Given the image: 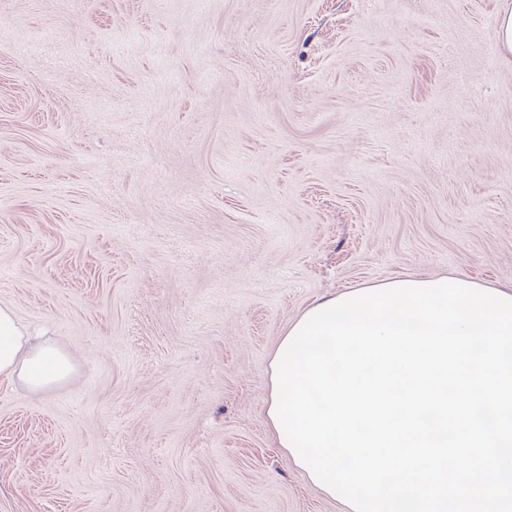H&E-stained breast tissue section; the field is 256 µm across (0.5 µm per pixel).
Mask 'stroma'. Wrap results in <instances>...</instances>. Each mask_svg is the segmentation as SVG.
<instances>
[{"mask_svg":"<svg viewBox=\"0 0 512 512\" xmlns=\"http://www.w3.org/2000/svg\"><path fill=\"white\" fill-rule=\"evenodd\" d=\"M502 0H0V512H345L274 442L315 300L512 281ZM442 277H445V275H442V276H429V277H424V276H420V275H403V276H400V277H397V278H394V279H391V280H388V281H385V282H382V283H379V284L365 285V286H362V287H359V288L350 289V290H347V291H344V292H342V293L338 294L337 296H336V295H334V296H331V297H328V298H325V299H321V300H319V301L314 302V303H313L309 308H307V309L305 310V312H303V313H302V315H301V316H300V317H299L295 322H293V323L288 327V329L286 330L285 334L281 337V339H280V341H279V343H278V345H277V347H276V349H275V351H274V353H273V355H272V357H271V360H270V362H269V382H270V393H269V399H268V403H267V410H266V414H267V418H268V423H269L270 429H271V431L273 432V434H274L275 438L277 439V442H278V444H279L280 448H283V449L285 450V452L287 453V456H289L290 460L293 462V464H294L295 466H297V467H298V468H300L301 470H303V469H304V468H303V469L301 468L302 466H300V464H299V466H300V467H299L298 465H296V464H295L294 457H293V456H292V454L290 453V450H289V449H286V448H285L286 446L284 447V446L280 443L281 435H280V433H278V431L276 430V428H275V426H274V423H273L274 421H272V419H273V418L271 419V418H270V416L268 415V412H269V410L271 409V405H272V398H273V397H272V393H273V392H272V390H273V389H272V381H273V380H271V378H272V374H273V370H272V367H271V365H270V364H271V363H274V362H273V360H274V357L276 356V354H277V352H278V349H279L280 345L283 343V341H284V339L287 337V335H289V336H290V334H289V333H290L291 331H293V330H292V329H293V327H295V326H296V324H297V323H299V321L301 320V318H303V316L305 315V313L307 314V312H308V311H310V310H313V309H314V307H318L319 305H323L324 303H327V302H328V301H330V300H333V299H335V298H338L340 295H342V294H344V293H346V294H347V292H351V291L353 292V291H355V290L357 291V290H359V289L365 290V289H363V288H365V287H371V286H377V285H378V286H380L381 284H387V283H389V282H392V283H393V282H395V281H400V280H410V281H429V280H430V281H436V280H439V279H440V278H442ZM400 282H401V281H400ZM389 284H391V283H389ZM301 321H302V320H301ZM289 336H288V337H289ZM280 348L282 349V346H281ZM276 357H278V356H276ZM273 394H274V393H273ZM272 406H273V405H272ZM281 441H282V439H281ZM303 471L306 473V475H307V477L309 478V480L313 483V480L309 477V473H308V471L310 472V469H308V471H307V470H306V471H305V470H303ZM313 484H314V483H313ZM13 310L0 307V377L40 392L65 381L73 370L69 358L50 344L31 341Z\"/></svg>","mask_w":512,"mask_h":512,"instance_id":"35a3bbf8","label":"stroma"}]
</instances>
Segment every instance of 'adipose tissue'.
<instances>
[{
	"mask_svg": "<svg viewBox=\"0 0 512 512\" xmlns=\"http://www.w3.org/2000/svg\"><path fill=\"white\" fill-rule=\"evenodd\" d=\"M73 365L50 344L33 343L11 308L0 307V377L40 392L65 381Z\"/></svg>",
	"mask_w": 512,
	"mask_h": 512,
	"instance_id": "1",
	"label": "adipose tissue"
}]
</instances>
